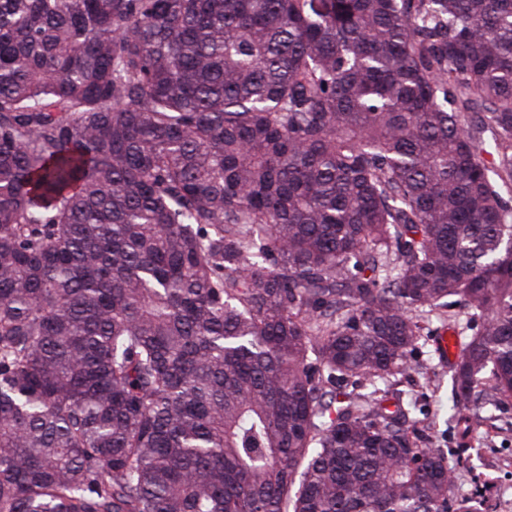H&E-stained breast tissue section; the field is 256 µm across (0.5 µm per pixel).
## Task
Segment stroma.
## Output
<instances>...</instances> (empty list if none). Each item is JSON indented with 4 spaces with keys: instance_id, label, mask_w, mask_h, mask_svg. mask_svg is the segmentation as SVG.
I'll return each mask as SVG.
<instances>
[{
    "instance_id": "obj_1",
    "label": "stroma",
    "mask_w": 512,
    "mask_h": 512,
    "mask_svg": "<svg viewBox=\"0 0 512 512\" xmlns=\"http://www.w3.org/2000/svg\"><path fill=\"white\" fill-rule=\"evenodd\" d=\"M437 342L434 336L423 338L415 355L419 371L399 388L418 405V428L426 444L442 449L456 469L457 490L488 498V512H512V403L494 422L462 437L446 409L450 387L445 376L457 357L443 355Z\"/></svg>"
}]
</instances>
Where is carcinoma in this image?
Returning <instances> with one entry per match:
<instances>
[{
  "label": "carcinoma",
  "mask_w": 512,
  "mask_h": 512,
  "mask_svg": "<svg viewBox=\"0 0 512 512\" xmlns=\"http://www.w3.org/2000/svg\"><path fill=\"white\" fill-rule=\"evenodd\" d=\"M506 188L512 0H0V512H478ZM446 332L454 338L456 351L444 356L448 352L447 337L424 336L415 354L419 373L396 387L403 391L404 398L416 401L419 408L417 427L426 444L441 448L448 464L456 469L455 495L461 490L476 493L489 499L487 512H512V402L503 408L494 422L483 425L464 439L461 437V427L448 420L446 406L450 395L448 364L458 360L462 336L452 330ZM439 337L440 350L437 347ZM433 372L441 377L438 389L425 385V378L433 376ZM477 448H483L481 456L476 453ZM488 476L494 477L491 483H485Z\"/></svg>",
  "instance_id": "cac0c4a2"
}]
</instances>
